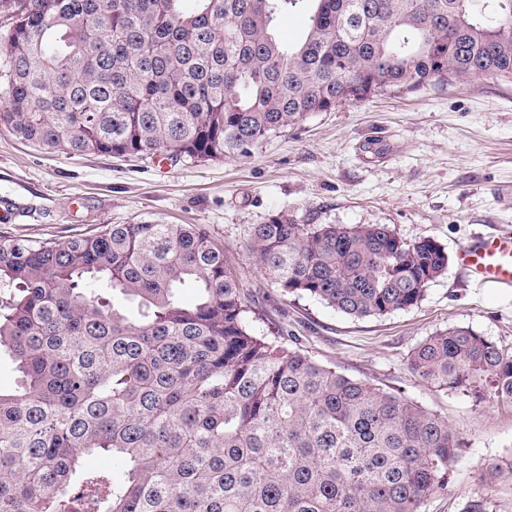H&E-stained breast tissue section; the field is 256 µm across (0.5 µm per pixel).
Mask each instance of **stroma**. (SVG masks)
<instances>
[{
	"instance_id": "1",
	"label": "stroma",
	"mask_w": 512,
	"mask_h": 512,
	"mask_svg": "<svg viewBox=\"0 0 512 512\" xmlns=\"http://www.w3.org/2000/svg\"><path fill=\"white\" fill-rule=\"evenodd\" d=\"M278 212L305 224H386L432 238L448 269L415 307L352 319L308 297L283 296L247 245ZM135 219L203 224L248 295L253 330L279 335L321 364L398 391L458 433L464 460L423 512L485 499L512 512V405L429 386L407 368L436 331L465 326L512 349V291L468 278L470 239L512 233V81L486 75L409 94L382 92L309 115L239 159L188 164L157 157L66 156L0 130V236L64 240Z\"/></svg>"
}]
</instances>
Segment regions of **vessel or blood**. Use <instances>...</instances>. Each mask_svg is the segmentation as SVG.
<instances>
[{
  "label": "vessel or blood",
  "instance_id": "vessel-or-blood-1",
  "mask_svg": "<svg viewBox=\"0 0 512 512\" xmlns=\"http://www.w3.org/2000/svg\"><path fill=\"white\" fill-rule=\"evenodd\" d=\"M460 267L480 284L512 285V234L482 235L460 248Z\"/></svg>",
  "mask_w": 512,
  "mask_h": 512
}]
</instances>
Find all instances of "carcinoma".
Returning a JSON list of instances; mask_svg holds the SVG:
<instances>
[{"label":"carcinoma","instance_id":"carcinoma-1","mask_svg":"<svg viewBox=\"0 0 512 512\" xmlns=\"http://www.w3.org/2000/svg\"><path fill=\"white\" fill-rule=\"evenodd\" d=\"M0 0V128L66 155H249L380 92L512 79V0ZM310 8L295 43L278 15ZM285 296L356 319L417 305L448 267L387 224L251 229ZM191 288L187 304L182 290ZM204 224L0 237V512H422L462 457L437 414L251 328ZM408 367L512 404V351L464 326ZM105 453L112 468L87 460Z\"/></svg>","mask_w":512,"mask_h":512}]
</instances>
